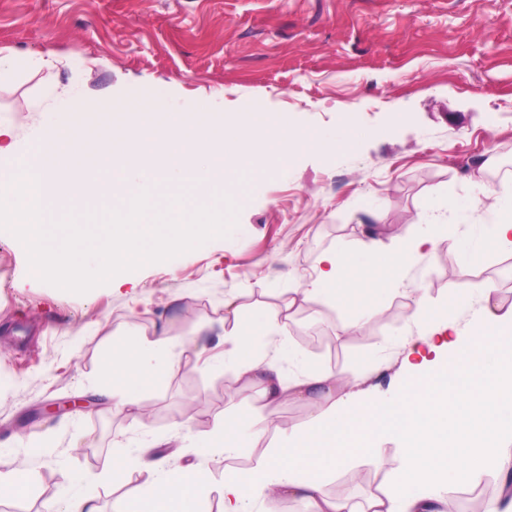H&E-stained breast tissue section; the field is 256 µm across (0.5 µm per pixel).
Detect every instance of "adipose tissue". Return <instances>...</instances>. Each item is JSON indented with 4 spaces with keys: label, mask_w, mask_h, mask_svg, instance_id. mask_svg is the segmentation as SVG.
I'll return each instance as SVG.
<instances>
[{
    "label": "adipose tissue",
    "mask_w": 512,
    "mask_h": 512,
    "mask_svg": "<svg viewBox=\"0 0 512 512\" xmlns=\"http://www.w3.org/2000/svg\"><path fill=\"white\" fill-rule=\"evenodd\" d=\"M493 215L479 225L477 236L454 239L458 263L475 268L489 252L512 246V188L486 193ZM448 223L438 221L416 237L403 239L398 250L379 241L356 242L322 254L314 276L300 291L303 303L362 304L380 311L401 285L409 257L444 238ZM494 288L481 290L469 331L455 323L454 307L435 309L417 298L415 336L401 346L397 397L379 402L371 390H353L334 375L305 365L285 376L278 361L285 347L270 339L286 333L281 309L258 307L243 314L234 301L224 303V318L233 327L227 359L240 376L258 388L267 403L314 397L327 412L296 432L287 445L273 448L251 469L225 474L223 512H251L252 502L271 491L309 503L312 512H443L444 499L422 493L423 484L443 488L475 481L486 470L512 465V309L501 311ZM175 340L166 333H134L112 346V368L100 397L114 406H134L142 389L169 376L175 367ZM389 440L403 450L400 466L383 496L367 504L326 496L321 477L356 456L372 457L376 443ZM169 439L120 458L113 469H137L144 477L127 512H187L204 484L195 464L166 467Z\"/></svg>",
    "instance_id": "adipose-tissue-1"
}]
</instances>
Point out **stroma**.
I'll return each instance as SVG.
<instances>
[{
	"label": "stroma",
	"mask_w": 512,
	"mask_h": 512,
	"mask_svg": "<svg viewBox=\"0 0 512 512\" xmlns=\"http://www.w3.org/2000/svg\"><path fill=\"white\" fill-rule=\"evenodd\" d=\"M0 55L28 64L0 87V119L12 122L17 146L2 169L18 157L37 165L41 125L66 97L124 112L155 92L174 112L220 119L259 109L350 143L297 148L285 171L245 182L228 236L81 295L40 281L24 246L0 230V465L36 475L27 495L0 496V512H42L65 468L85 476L81 491L100 512H125L141 476L109 483L100 474L169 435L171 466L192 462L209 478L200 512H220L223 474L254 467L320 412L309 401L266 405L220 362L227 298L247 312L287 308L286 347L338 379L357 381L386 356L364 381L389 400L415 299L458 300L462 329L474 313L468 290L494 284L498 304L512 307V250L465 270L445 240L409 262L380 315L288 304L323 251L371 236L394 247L420 233L429 200H483L496 172L512 185V0H0ZM161 319L180 342L173 373L144 389L137 408L81 406L113 342L152 333ZM354 319L360 328L347 330ZM220 415L235 422L243 449L196 455L194 436ZM260 416L274 425L256 438ZM39 442L52 455L29 454ZM375 455L326 473L324 493L351 503L381 494L401 450L383 441Z\"/></svg>",
	"instance_id": "obj_1"
}]
</instances>
